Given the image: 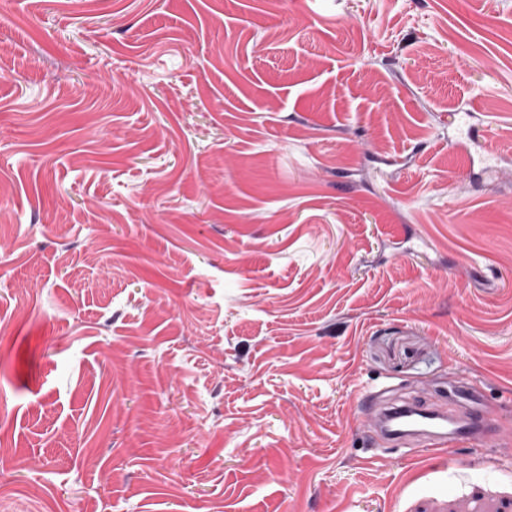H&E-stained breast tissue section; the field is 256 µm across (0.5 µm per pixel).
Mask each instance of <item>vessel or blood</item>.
Returning a JSON list of instances; mask_svg holds the SVG:
<instances>
[{"mask_svg": "<svg viewBox=\"0 0 512 512\" xmlns=\"http://www.w3.org/2000/svg\"><path fill=\"white\" fill-rule=\"evenodd\" d=\"M467 417L457 418L435 406L402 404L377 415L376 426L393 441L417 438L431 448H452L461 443L485 446L496 441L502 427L500 416L480 395H470Z\"/></svg>", "mask_w": 512, "mask_h": 512, "instance_id": "vessel-or-blood-1", "label": "vessel or blood"}]
</instances>
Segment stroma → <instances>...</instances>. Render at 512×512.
I'll return each instance as SVG.
<instances>
[{
    "label": "stroma",
    "mask_w": 512,
    "mask_h": 512,
    "mask_svg": "<svg viewBox=\"0 0 512 512\" xmlns=\"http://www.w3.org/2000/svg\"><path fill=\"white\" fill-rule=\"evenodd\" d=\"M1 430L0 512H512V0H0ZM469 416L456 418L440 407L402 404L387 407L377 415L376 426L389 440L417 438L431 448H454L460 443L486 446L496 442L503 430L500 416L481 395L467 392Z\"/></svg>",
    "instance_id": "1"
}]
</instances>
